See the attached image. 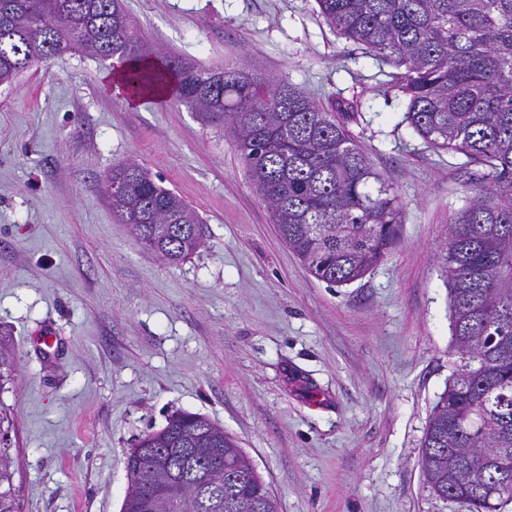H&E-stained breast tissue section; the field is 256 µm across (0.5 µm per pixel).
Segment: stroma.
<instances>
[{
	"label": "stroma",
	"instance_id": "obj_1",
	"mask_svg": "<svg viewBox=\"0 0 512 512\" xmlns=\"http://www.w3.org/2000/svg\"><path fill=\"white\" fill-rule=\"evenodd\" d=\"M138 48L286 80L347 127L396 188V247L331 286L279 238L225 129L174 99L105 88L66 51L0 86V393L22 512H121L126 457L176 411L237 438L278 512H466L420 473L430 412L459 362L439 257L484 168L404 120L394 66L336 35L316 0H122ZM136 160L207 226L169 265L112 212L103 177ZM56 343L45 348L42 331ZM16 371L15 351L8 340L0 337V390L14 381Z\"/></svg>",
	"mask_w": 512,
	"mask_h": 512
}]
</instances>
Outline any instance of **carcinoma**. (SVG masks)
<instances>
[{
	"instance_id": "1",
	"label": "carcinoma",
	"mask_w": 512,
	"mask_h": 512,
	"mask_svg": "<svg viewBox=\"0 0 512 512\" xmlns=\"http://www.w3.org/2000/svg\"><path fill=\"white\" fill-rule=\"evenodd\" d=\"M327 25L404 69L405 120L429 146L488 168V185L453 221L442 256L460 363L430 415L423 482L468 512L512 502V0H317ZM64 50L116 59L130 91L172 95L235 138L280 239L317 280L348 285L396 246L401 201L330 112L296 86L235 68L139 65L121 0H0V84ZM112 212L168 264L194 253L207 226L134 160L112 165ZM0 337V390L15 379ZM14 418L0 406V512H20L9 455ZM163 448L159 460L138 452ZM122 512H278L237 440L209 418L176 412L126 460Z\"/></svg>"
}]
</instances>
